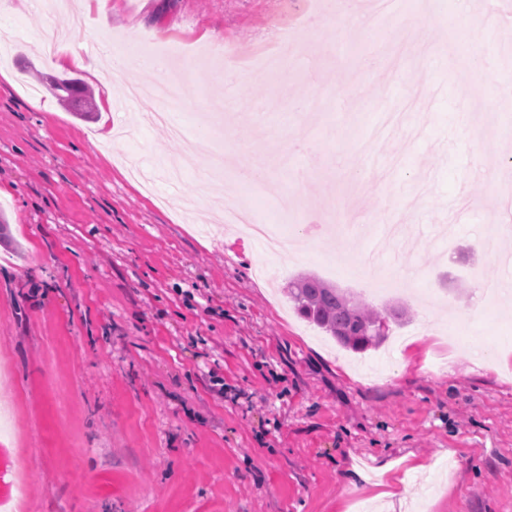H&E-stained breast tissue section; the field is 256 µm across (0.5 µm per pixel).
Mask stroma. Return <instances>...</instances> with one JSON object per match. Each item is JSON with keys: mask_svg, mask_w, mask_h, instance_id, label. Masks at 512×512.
I'll list each match as a JSON object with an SVG mask.
<instances>
[{"mask_svg": "<svg viewBox=\"0 0 512 512\" xmlns=\"http://www.w3.org/2000/svg\"><path fill=\"white\" fill-rule=\"evenodd\" d=\"M355 36L336 0H112V11L37 10L0 0V506L19 512H512V296L479 306L480 282L512 276V245L477 246L512 218V195L480 179L475 158L512 164V55L490 0H454L468 33L454 42L423 0L377 12L362 0ZM323 33H316V21ZM420 33L404 65L371 60L375 31ZM82 55L121 48L127 68L91 94L84 121L49 91L43 29ZM303 55L289 74H260L281 37ZM175 51L141 63L131 39ZM237 63L225 72L220 50ZM176 76L167 104L182 137L145 122L126 85ZM411 109L366 165L383 112ZM248 151L293 202L252 198L221 177L170 179L187 142ZM230 191L242 222L258 209L311 231L326 202L359 214L343 253L407 272L399 289L331 270L325 249L272 257L213 222ZM313 275L380 309L403 308L383 347L356 354L288 300ZM471 318V340L448 338ZM479 341L490 360L470 354ZM27 481H20V457ZM401 478L397 496L383 492Z\"/></svg>", "mask_w": 512, "mask_h": 512, "instance_id": "35a3bbf8", "label": "stroma"}]
</instances>
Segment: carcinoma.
<instances>
[{
	"label": "carcinoma",
	"mask_w": 512,
	"mask_h": 512,
	"mask_svg": "<svg viewBox=\"0 0 512 512\" xmlns=\"http://www.w3.org/2000/svg\"><path fill=\"white\" fill-rule=\"evenodd\" d=\"M47 86L62 102L75 107L76 116L89 119L92 113L78 108L87 90L76 79L50 77ZM288 299L309 323L354 352L379 347L386 339L390 324L406 320L399 309L371 310L357 298L311 275L288 283Z\"/></svg>",
	"instance_id": "carcinoma-1"
}]
</instances>
